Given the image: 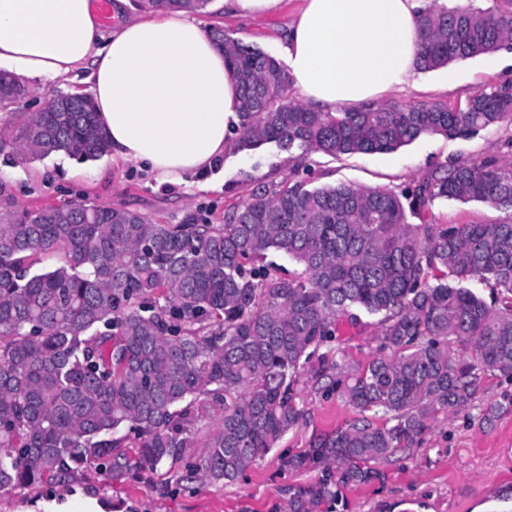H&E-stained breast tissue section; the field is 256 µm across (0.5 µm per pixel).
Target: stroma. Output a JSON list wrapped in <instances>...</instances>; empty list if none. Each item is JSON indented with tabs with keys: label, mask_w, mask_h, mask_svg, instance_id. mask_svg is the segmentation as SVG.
I'll use <instances>...</instances> for the list:
<instances>
[{
	"label": "stroma",
	"mask_w": 512,
	"mask_h": 512,
	"mask_svg": "<svg viewBox=\"0 0 512 512\" xmlns=\"http://www.w3.org/2000/svg\"><path fill=\"white\" fill-rule=\"evenodd\" d=\"M300 0H283L281 8L258 17L237 19L224 15L221 0H213L209 13L198 15L203 27H223L226 33L263 52L283 57L282 32L293 19ZM453 88H445L447 75ZM512 82V66L487 71L481 56L455 61L419 75L417 88L388 96L391 104L420 101L462 106L478 91H491ZM28 95L0 110V138L18 137L29 116L55 94L89 91V84L28 82ZM505 129L489 127L467 137L424 135L397 150L355 154L339 159L320 153L306 159L314 185L351 182L365 186L403 189L418 181L435 164L452 159H477L503 151ZM296 161L291 153L267 144L255 149L232 142L224 164L207 173L203 182L159 183L137 164L111 155L79 161L64 154L32 158L7 149L0 152V209L12 204L32 212L73 199L138 211L148 219L182 224L193 218L224 221V212L249 198L258 183L287 177ZM429 224L505 223L512 211L480 202L439 200L425 212ZM377 319L362 316L360 323L342 322L335 345L350 362H367L375 352ZM305 416L277 448L243 473L233 484L216 487L175 475L157 481L138 475L113 483L97 470L78 473L66 481L38 490L0 491V512H18L36 502L65 501L83 495L106 504V512H289L295 488L314 483L323 465L297 473L280 465L284 456L308 448L319 434L335 430L354 416L348 403L316 385L311 376L299 383ZM496 407L492 420L483 413ZM378 478L341 485L332 512H512V379H485L474 407L454 415L439 414L418 442L379 465Z\"/></svg>",
	"instance_id": "1"
}]
</instances>
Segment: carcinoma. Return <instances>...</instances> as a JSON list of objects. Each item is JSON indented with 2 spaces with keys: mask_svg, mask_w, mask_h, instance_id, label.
<instances>
[{
  "mask_svg": "<svg viewBox=\"0 0 512 512\" xmlns=\"http://www.w3.org/2000/svg\"><path fill=\"white\" fill-rule=\"evenodd\" d=\"M212 0H140L147 11L200 13ZM421 71L512 46V0L419 10ZM240 88L244 147L273 144L339 158L393 151L422 135L512 128V88L465 108L419 102L323 112L285 96L274 57L220 28ZM27 95L0 71V104ZM18 143L80 161L109 142L86 93L55 96ZM508 152L441 163L400 191L270 182L222 224L153 222L138 211L68 202L0 216V490L34 489L86 469L112 482L178 465L230 484L303 418L296 386L315 383L356 417L315 436L282 466L325 474L294 494L316 512L339 482L409 449L440 412L473 406L487 376L512 377V221L414 224L438 199L512 209ZM270 252L294 262L285 275ZM59 259L48 269L39 264ZM490 288L489 302L472 291ZM382 316L376 353L349 364L338 324Z\"/></svg>",
  "mask_w": 512,
  "mask_h": 512,
  "instance_id": "cac0c4a2",
  "label": "carcinoma"
}]
</instances>
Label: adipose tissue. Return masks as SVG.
Listing matches in <instances>:
<instances>
[{
    "mask_svg": "<svg viewBox=\"0 0 512 512\" xmlns=\"http://www.w3.org/2000/svg\"><path fill=\"white\" fill-rule=\"evenodd\" d=\"M419 0H302L286 38L288 79L306 103L360 108L416 87ZM0 69L86 77L112 155L161 183L224 161L241 125L224 52L182 11L129 19L102 36L91 0H0Z\"/></svg>",
    "mask_w": 512,
    "mask_h": 512,
    "instance_id": "adipose-tissue-1",
    "label": "adipose tissue"
}]
</instances>
